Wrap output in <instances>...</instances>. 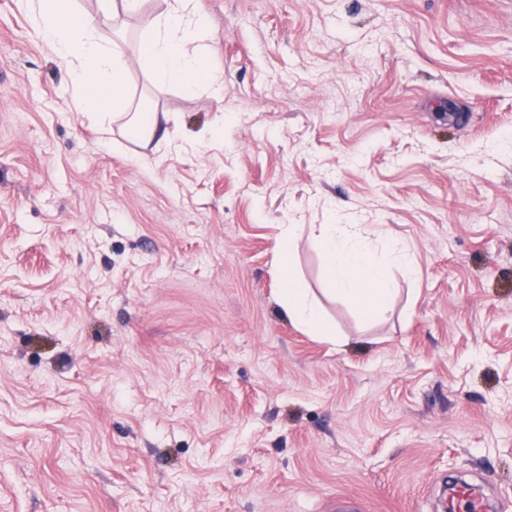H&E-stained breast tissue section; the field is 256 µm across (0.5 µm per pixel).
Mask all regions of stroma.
Masks as SVG:
<instances>
[{
  "label": "stroma",
  "instance_id": "1",
  "mask_svg": "<svg viewBox=\"0 0 512 512\" xmlns=\"http://www.w3.org/2000/svg\"><path fill=\"white\" fill-rule=\"evenodd\" d=\"M198 4L222 97L134 64L142 0L96 116L0 0V512H432L445 475L512 512V0ZM333 222L417 264L379 320L330 289ZM282 285V307L288 319L330 343L341 345V338L336 336V331L325 320L317 301L290 267L283 269Z\"/></svg>",
  "mask_w": 512,
  "mask_h": 512
}]
</instances>
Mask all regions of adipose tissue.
I'll list each match as a JSON object with an SVG mask.
<instances>
[{
	"mask_svg": "<svg viewBox=\"0 0 512 512\" xmlns=\"http://www.w3.org/2000/svg\"><path fill=\"white\" fill-rule=\"evenodd\" d=\"M29 9L35 32L46 40L66 65L71 89L82 111L102 113L126 101L124 57L98 37L105 18L122 10L137 12L140 0H103L101 15H66L65 0H23ZM204 19L198 0H166V9L153 23L137 58L139 66L162 83H174L184 92L207 86L221 95L223 82L210 67L211 55L202 44L200 32ZM317 240L325 258L324 273L336 295L357 305L367 320L382 317L392 290L389 264L411 268L404 248L385 242L373 247L372 231L354 224H322ZM282 307L289 320L320 336L340 344L332 326L299 278L291 269L282 272Z\"/></svg>",
	"mask_w": 512,
	"mask_h": 512,
	"instance_id": "1",
	"label": "adipose tissue"
}]
</instances>
